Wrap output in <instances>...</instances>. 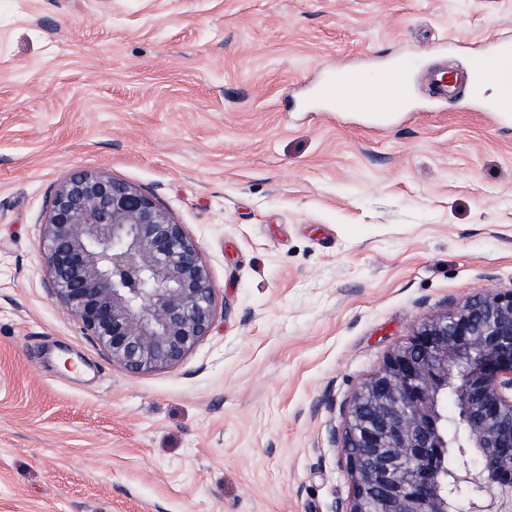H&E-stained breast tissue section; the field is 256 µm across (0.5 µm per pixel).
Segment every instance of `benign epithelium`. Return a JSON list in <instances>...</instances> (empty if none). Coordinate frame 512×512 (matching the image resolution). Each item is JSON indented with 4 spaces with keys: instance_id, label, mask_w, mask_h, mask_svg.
I'll list each match as a JSON object with an SVG mask.
<instances>
[{
    "instance_id": "obj_1",
    "label": "benign epithelium",
    "mask_w": 512,
    "mask_h": 512,
    "mask_svg": "<svg viewBox=\"0 0 512 512\" xmlns=\"http://www.w3.org/2000/svg\"><path fill=\"white\" fill-rule=\"evenodd\" d=\"M42 259L84 334L133 372L178 364L211 328L215 288L196 243L151 196L104 172L57 187ZM447 448L450 482L437 466ZM343 453L349 512H502L512 291L425 320L394 348L351 400Z\"/></svg>"
}]
</instances>
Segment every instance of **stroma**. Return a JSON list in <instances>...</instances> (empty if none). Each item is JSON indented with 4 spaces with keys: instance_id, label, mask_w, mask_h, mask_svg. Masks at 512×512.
<instances>
[{
    "instance_id": "35a3bbf8",
    "label": "stroma",
    "mask_w": 512,
    "mask_h": 512,
    "mask_svg": "<svg viewBox=\"0 0 512 512\" xmlns=\"http://www.w3.org/2000/svg\"><path fill=\"white\" fill-rule=\"evenodd\" d=\"M512 0H0V512H347L355 391L424 320L512 290V122L461 85ZM418 62L383 130L323 71ZM131 183L198 245L213 324L135 373L40 246L57 186Z\"/></svg>"
}]
</instances>
